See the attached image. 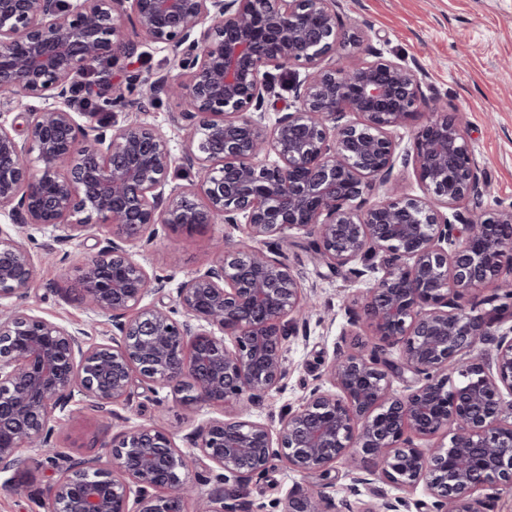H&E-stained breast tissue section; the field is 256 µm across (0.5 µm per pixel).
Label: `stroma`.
Returning <instances> with one entry per match:
<instances>
[{"label":"stroma","mask_w":512,"mask_h":512,"mask_svg":"<svg viewBox=\"0 0 512 512\" xmlns=\"http://www.w3.org/2000/svg\"><path fill=\"white\" fill-rule=\"evenodd\" d=\"M337 22L358 35L360 45L348 49L342 62L355 64L381 56L407 66L419 80L427 103L414 125L395 129L400 148L409 147L415 124L432 112L446 113L462 122L484 181L481 207L485 210L512 206V0H337ZM106 68L113 82L125 83L130 69L140 70L143 81L135 86L141 97L145 79L157 72L178 74L170 51L144 46L139 58L115 56ZM177 99L163 98L147 112L122 113L125 122L160 127L169 140L175 183L188 184L195 171L182 166L186 129L177 121ZM22 236L36 258V275L22 306L35 314L67 326L76 325L99 342L109 336V320L87 309L77 285L78 258L92 254L95 238H79L67 244L68 260L54 253L50 230L25 226ZM244 228L234 224H208L192 232L159 234L139 243L135 252L151 274L164 286L150 294L156 305H172L176 289L188 275L211 259L215 243L243 238ZM315 235L291 234L280 243L293 271L299 276L315 306L306 326L285 344L287 376L282 390L271 392L260 404L249 407L246 418L277 425L288 409L297 408L316 378L323 374L341 336L357 342L366 327L349 328L345 306L362 295L367 284L330 273L315 250ZM207 407L188 411L173 399L157 402L150 383L138 380L130 403H118L110 411L90 408L58 416L55 436L61 450L76 460L103 455L113 437L133 424H151L183 436L197 424L215 417ZM55 479L43 457L32 454L19 473H0V512H46L48 489ZM323 492L335 501L351 504L371 500L367 486H354L344 465L329 476L302 475L283 462L244 490L243 499L257 512H281L288 495L296 489Z\"/></svg>","instance_id":"stroma-1"}]
</instances>
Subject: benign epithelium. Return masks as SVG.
Listing matches in <instances>:
<instances>
[{"label": "benign epithelium", "mask_w": 512, "mask_h": 512, "mask_svg": "<svg viewBox=\"0 0 512 512\" xmlns=\"http://www.w3.org/2000/svg\"><path fill=\"white\" fill-rule=\"evenodd\" d=\"M126 6L135 34L176 57L180 73L151 82L142 111L163 95L181 99L182 160L198 169L187 188L166 189L162 129L116 120L122 89L96 91L94 123L71 108L89 69L137 53ZM349 47L358 40L338 27L336 0H0V96L34 101L23 128L0 123V214L12 221L0 225V473L23 466L26 451L59 466L48 512H185L195 495L196 512H237L228 500L276 460L302 475L327 476L343 461L357 484L374 476L408 492L422 485L426 512H487L494 495L512 493V327L492 329L465 302L479 287L512 298V206L446 213L482 197L463 128L433 112L397 152L392 130L426 104L422 87L394 61L328 63ZM296 67L308 74L290 86V111L269 124V69ZM399 162L423 195L400 191ZM375 183L384 198L361 208ZM216 223H243L246 238L224 240L174 305L144 303L163 281L131 246ZM25 224L62 245L97 238L78 280L111 336L92 343L79 327L9 304L35 277ZM290 230L316 234L330 272L369 284L370 336L337 345L298 408L276 428L210 418L183 436L185 450L163 429L129 425L105 468L59 450L56 412L106 411L130 399L137 377L187 410L243 411L281 389L284 345L309 298L283 254L254 243ZM391 345L396 360L386 357ZM396 379L406 390L393 388ZM202 462L207 493L189 479ZM376 499L365 512L405 505L381 491ZM282 512L339 510L302 491Z\"/></svg>", "instance_id": "benign-epithelium-1"}]
</instances>
